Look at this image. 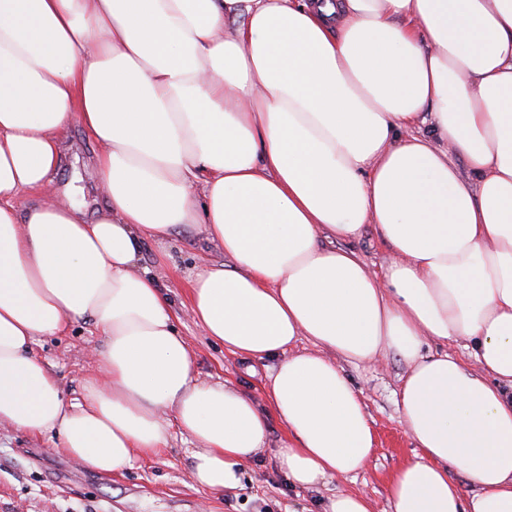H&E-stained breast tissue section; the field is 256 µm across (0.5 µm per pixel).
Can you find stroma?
<instances>
[{
	"label": "stroma",
	"instance_id": "1",
	"mask_svg": "<svg viewBox=\"0 0 512 512\" xmlns=\"http://www.w3.org/2000/svg\"><path fill=\"white\" fill-rule=\"evenodd\" d=\"M65 151L54 175L60 193L84 201L89 217L104 204L97 187V144L80 125L64 136ZM331 246L357 252L372 270H382L392 250L374 225L355 239L334 238ZM158 246L145 242L140 268L151 272L166 287L201 380L227 382L266 407V368L248 366L204 336L188 311V279L199 268L224 264L223 251L196 228H188L166 245L172 259L157 262ZM103 339L91 321L79 320L58 336L39 338L35 355L58 378L67 397H77L85 378L96 371L92 352ZM353 384L361 391L374 430V448L367 466L352 478H335L314 489L288 483L276 456L288 437L278 417L269 419L266 448L246 466L241 485L215 494L189 479L192 442L179 427H172L170 444L157 456L135 459L114 475L88 471L58 447L51 435H30L0 425V512H321L327 498L346 489L364 491L372 512H392L387 494L391 474L414 457L416 448L401 422L399 393L407 366L395 355L374 364L346 365Z\"/></svg>",
	"mask_w": 512,
	"mask_h": 512
}]
</instances>
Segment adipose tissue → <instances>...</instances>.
Segmentation results:
<instances>
[{
    "label": "adipose tissue",
    "mask_w": 512,
    "mask_h": 512,
    "mask_svg": "<svg viewBox=\"0 0 512 512\" xmlns=\"http://www.w3.org/2000/svg\"><path fill=\"white\" fill-rule=\"evenodd\" d=\"M425 112L437 139L411 132ZM76 122L99 147L92 221L51 184ZM368 224L393 251L380 275L324 244ZM190 225L232 265L192 276L189 312L267 362V409L196 376L137 267ZM83 318L104 343L70 399L32 347ZM390 353L417 448L392 512H512V0H0V423L99 474L175 424L221 494L274 415L282 471L315 488L367 465L344 366Z\"/></svg>",
    "instance_id": "adipose-tissue-1"
}]
</instances>
